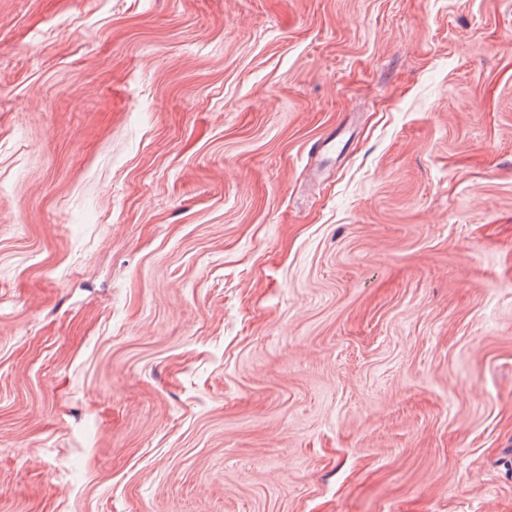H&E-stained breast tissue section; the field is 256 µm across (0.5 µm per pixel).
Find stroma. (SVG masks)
<instances>
[{
  "label": "stroma",
  "mask_w": 512,
  "mask_h": 512,
  "mask_svg": "<svg viewBox=\"0 0 512 512\" xmlns=\"http://www.w3.org/2000/svg\"><path fill=\"white\" fill-rule=\"evenodd\" d=\"M0 512H512V0H0Z\"/></svg>",
  "instance_id": "1"
}]
</instances>
